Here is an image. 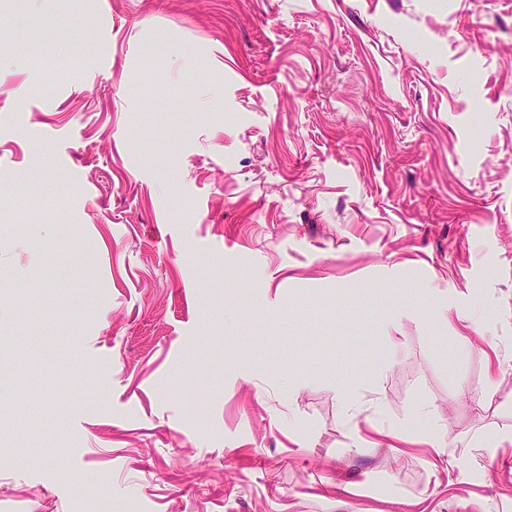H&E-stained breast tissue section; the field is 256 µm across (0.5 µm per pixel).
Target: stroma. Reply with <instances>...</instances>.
Segmentation results:
<instances>
[{
  "label": "stroma",
  "mask_w": 512,
  "mask_h": 512,
  "mask_svg": "<svg viewBox=\"0 0 512 512\" xmlns=\"http://www.w3.org/2000/svg\"><path fill=\"white\" fill-rule=\"evenodd\" d=\"M0 512H512V0H0Z\"/></svg>",
  "instance_id": "stroma-1"
}]
</instances>
